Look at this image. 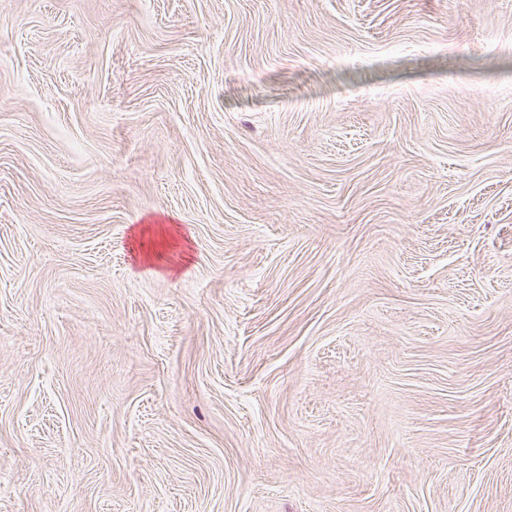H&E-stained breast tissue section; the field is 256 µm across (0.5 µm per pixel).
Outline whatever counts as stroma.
Instances as JSON below:
<instances>
[{"label":"stroma","instance_id":"1","mask_svg":"<svg viewBox=\"0 0 512 512\" xmlns=\"http://www.w3.org/2000/svg\"><path fill=\"white\" fill-rule=\"evenodd\" d=\"M0 512H512V0H0Z\"/></svg>","mask_w":512,"mask_h":512}]
</instances>
